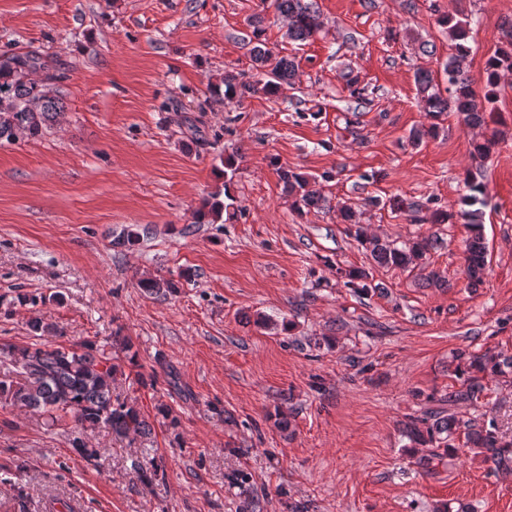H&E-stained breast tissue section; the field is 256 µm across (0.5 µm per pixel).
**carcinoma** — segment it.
<instances>
[{"label":"carcinoma","mask_w":512,"mask_h":512,"mask_svg":"<svg viewBox=\"0 0 512 512\" xmlns=\"http://www.w3.org/2000/svg\"><path fill=\"white\" fill-rule=\"evenodd\" d=\"M275 9L286 20L288 37L305 42L320 28V14L314 0H274ZM263 17L252 21L251 48L254 73L251 77H224L223 84L210 87L212 98L224 97L243 101L256 94L280 98L292 85L296 75L295 60L273 54L261 39ZM448 27L454 52L448 56L445 73L448 76V95H443L432 74L420 69L414 80L423 111L435 120L448 112L461 116L467 126H481L486 114L495 111L501 78L512 72V20L502 22L501 45L488 57L484 68V95L479 98L471 87V80L464 64L470 47L469 22L448 17L440 19ZM61 76L51 71L49 61L36 51L13 52L0 57V143L12 142L20 134L36 136L49 128L54 115L63 110L62 96L57 83ZM281 179L288 194L294 196L293 205L302 213L320 210L325 198L316 182L307 176L286 168L281 169ZM469 194L461 199L465 208H436L431 211L429 223L446 224L458 215L468 224L470 236L465 240V254L469 284L482 283L487 263V250L483 234L485 206L484 186L479 182L468 183ZM224 202L213 198L195 213L196 223L213 224L221 218ZM343 219L350 224L352 235L365 248L371 259L381 267H406L425 256L428 243L397 246L371 236L366 229L353 221L350 209H343ZM139 287L149 295L167 296L177 292L178 282L169 278H146ZM456 375L463 378L465 389L457 393L463 400H471L483 391L482 380L512 373V354L503 351L475 354L466 350L455 353ZM8 366L0 377V395L13 404L29 411L46 414L51 424L73 427L72 446L91 460L97 457L76 431L86 428H104L118 438L148 436L152 428L140 410L133 404L112 397V382L117 374L112 359L100 352L92 343L79 348L74 346L40 347L32 345L17 348L0 346V364ZM421 420L412 419L405 424L404 434L416 445H437L449 449L448 441L454 435H465V446L478 450L484 461L496 470L512 469V440L498 435L495 426L475 429L454 415L440 412L430 416V422L420 427Z\"/></svg>","instance_id":"carcinoma-1"}]
</instances>
